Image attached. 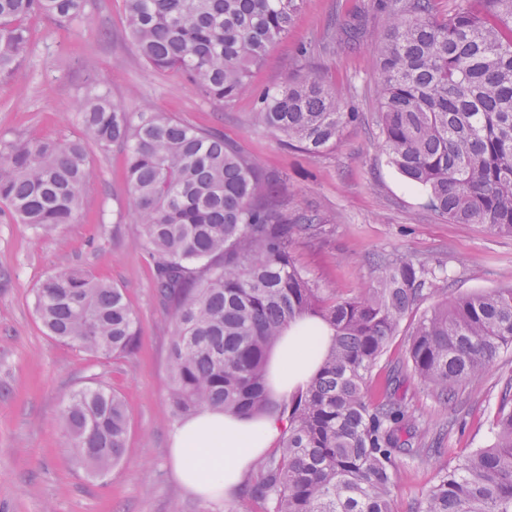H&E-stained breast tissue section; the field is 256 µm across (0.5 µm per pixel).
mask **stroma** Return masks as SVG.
I'll list each match as a JSON object with an SVG mask.
<instances>
[{
	"instance_id": "stroma-1",
	"label": "stroma",
	"mask_w": 512,
	"mask_h": 512,
	"mask_svg": "<svg viewBox=\"0 0 512 512\" xmlns=\"http://www.w3.org/2000/svg\"><path fill=\"white\" fill-rule=\"evenodd\" d=\"M364 14L369 35L356 44L339 40L312 56L310 72L341 91L360 121L336 148L306 155L257 123L250 97L214 109L180 77L147 66L129 45L122 0H91L85 18L68 26L32 22L33 43L14 74L0 79V139H58L81 129L80 90L86 79L127 111L150 107L189 124L223 132L262 174L281 181L299 208L326 222L301 238L296 264L325 293L351 297L381 276V258L440 263L450 278L434 301L512 284V236L478 224H453L424 208V196L387 161L373 123L375 52L387 17L375 0H304L287 36L277 39L251 71L258 89L291 79L300 45L321 36L331 17ZM94 181L77 220L48 233L0 216V512H267L250 489L229 499L204 501L172 476L169 437L180 425L170 404L172 320L153 285L148 256L137 246L140 226L124 179L119 149L92 150ZM68 265L123 288L140 328L133 354L94 357L47 336L35 313L34 290ZM411 323L372 371L370 392L394 374L421 430L439 435V454L404 462L396 512L434 483L439 467L485 447L512 351L471 382L452 410H444L405 365ZM108 385L127 403L130 432L122 462L91 476L74 464L60 412L73 391Z\"/></svg>"
}]
</instances>
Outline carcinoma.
Instances as JSON below:
<instances>
[{"instance_id": "cac0c4a2", "label": "carcinoma", "mask_w": 512, "mask_h": 512, "mask_svg": "<svg viewBox=\"0 0 512 512\" xmlns=\"http://www.w3.org/2000/svg\"><path fill=\"white\" fill-rule=\"evenodd\" d=\"M302 0H123L134 47L156 71H172L209 103L252 98L258 121L289 146L319 155L360 119L313 76L261 91L251 68L288 34ZM89 0H0V79L31 45L28 20L66 24ZM389 30L376 58L375 116L388 162L426 193V206L457 224L512 236V0H385ZM81 133L66 139L0 140V204L19 224L48 231L79 216L92 185L89 147H119L169 310L173 413L204 408L288 423L280 455L259 468L256 497L271 512H395L405 459L432 454L416 417L367 379L401 324L432 296L443 266L383 262L376 285L328 296L295 263L301 235L324 224L293 209L269 179L224 139L145 108L127 112L91 80L82 87ZM47 335L110 357L134 351L136 313L122 288L62 266L35 288ZM314 318L333 340L305 387L279 402L266 388L267 356L291 323ZM512 349V285L446 299L419 316L407 362L446 409ZM61 419L71 457L103 475L125 453L121 395L96 383L75 391ZM492 443L439 472L412 512H512V374L492 421Z\"/></svg>"}]
</instances>
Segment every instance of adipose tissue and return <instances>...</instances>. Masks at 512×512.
<instances>
[{
	"label": "adipose tissue",
	"instance_id": "obj_1",
	"mask_svg": "<svg viewBox=\"0 0 512 512\" xmlns=\"http://www.w3.org/2000/svg\"><path fill=\"white\" fill-rule=\"evenodd\" d=\"M331 338L315 319L286 328L268 357L267 388L273 398L288 396L318 369ZM276 415L244 418L205 408L183 421L170 437V464L176 480L203 500L234 496L259 458L283 434Z\"/></svg>",
	"mask_w": 512,
	"mask_h": 512
}]
</instances>
